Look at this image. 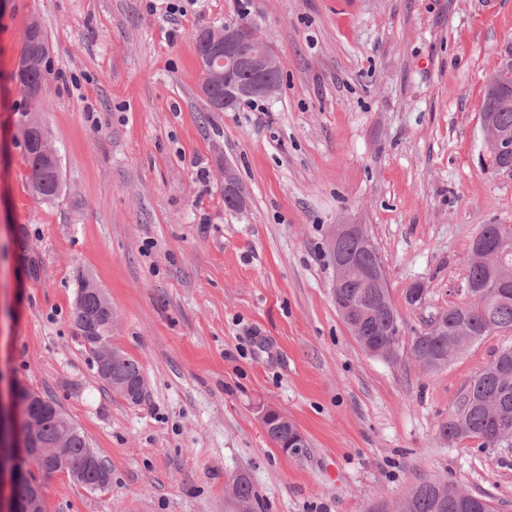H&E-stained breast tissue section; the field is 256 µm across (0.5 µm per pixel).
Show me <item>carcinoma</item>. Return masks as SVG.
Segmentation results:
<instances>
[{"instance_id": "obj_1", "label": "carcinoma", "mask_w": 512, "mask_h": 512, "mask_svg": "<svg viewBox=\"0 0 512 512\" xmlns=\"http://www.w3.org/2000/svg\"><path fill=\"white\" fill-rule=\"evenodd\" d=\"M45 43L47 37L42 28L26 27L22 52L30 53ZM46 77L47 72L34 70L26 73L19 82L28 105L21 136L31 191L43 201H52L62 193L63 181L49 172L44 158L36 149L41 137L50 136V131L44 125L35 123ZM504 81L497 97L484 95L482 111L493 114L499 129L512 133V74ZM499 228V224H484L481 227L483 234L495 240L496 244L487 262H467V281L473 288L468 301L438 313L443 319L440 333L433 334L426 330L411 339L410 355L421 370L434 372L446 368L469 346L486 336L494 332L512 331V238L496 240ZM350 292L359 305L357 318L349 326L356 342L365 351L370 348L385 350L388 361L398 360L403 342L395 343L393 337L387 334L391 311L388 305L382 303L380 291L352 288ZM98 313L100 307L96 295L87 293L83 297L81 312L74 313V318H92ZM142 375V367L136 360L119 350L112 353L113 381L133 383ZM30 393L31 389L18 384L19 414L10 420L9 432L24 430L26 418L37 411L35 402L30 400ZM41 432L48 441L62 434L67 435L65 467L81 470L79 485L97 491L100 473L89 465V461L99 458V455L62 409L43 411ZM439 433L447 442L477 438L481 440L483 448H494L512 436V348L501 349L474 377L455 410L440 425ZM16 470L11 498L24 503L28 500L34 476L23 470L22 457L19 455L16 456ZM228 496L239 512H255L258 498L249 477H234ZM395 509L397 512H494L487 496L477 494L475 499L463 503L455 493L448 491V481L433 479L411 485L395 503Z\"/></svg>"}]
</instances>
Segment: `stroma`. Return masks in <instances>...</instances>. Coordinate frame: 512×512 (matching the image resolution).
Returning <instances> with one entry per match:
<instances>
[{
    "label": "stroma",
    "instance_id": "stroma-1",
    "mask_svg": "<svg viewBox=\"0 0 512 512\" xmlns=\"http://www.w3.org/2000/svg\"><path fill=\"white\" fill-rule=\"evenodd\" d=\"M180 10L170 13V2ZM279 55L267 99L210 112L195 36L238 0H0V381L48 395L112 473L48 480V512H229L246 473L259 512H368L447 479L512 512V443L439 435L512 332L426 373L366 353L336 311L328 241L366 225L405 338L466 301L484 224L512 225V175L481 131L512 0H250ZM50 47L41 119L64 189L35 198L12 80L24 31ZM232 166L247 205H224ZM108 295L111 345L140 363L141 404L113 393L74 326L78 274ZM426 290L408 305L413 284ZM272 407L305 434L267 438Z\"/></svg>",
    "mask_w": 512,
    "mask_h": 512
}]
</instances>
